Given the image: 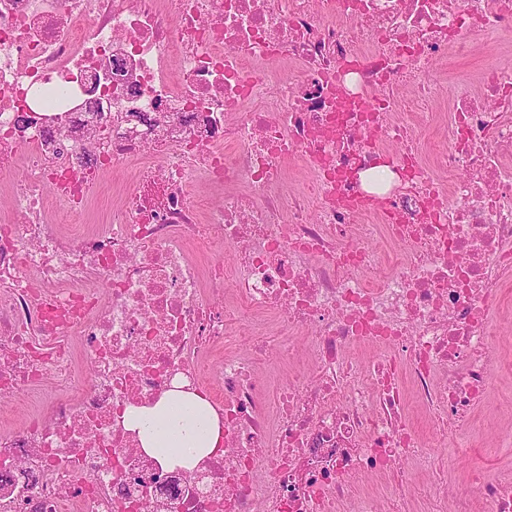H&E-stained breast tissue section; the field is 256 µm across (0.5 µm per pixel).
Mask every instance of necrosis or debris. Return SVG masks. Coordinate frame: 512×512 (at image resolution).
<instances>
[{
    "label": "necrosis or debris",
    "instance_id": "necrosis-or-debris-1",
    "mask_svg": "<svg viewBox=\"0 0 512 512\" xmlns=\"http://www.w3.org/2000/svg\"><path fill=\"white\" fill-rule=\"evenodd\" d=\"M506 32L512 0H0V512H512L441 452L512 370V67L429 110ZM176 389L224 426L190 470L124 424ZM117 183L128 185L126 173L119 172L112 174V176L107 178L103 183V186L97 195V200H95L93 204L95 224H102V221L105 219L103 217L104 214L108 212L109 208L112 206V198L117 190Z\"/></svg>",
    "mask_w": 512,
    "mask_h": 512
}]
</instances>
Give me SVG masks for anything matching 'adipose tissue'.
<instances>
[{"instance_id":"ef3b65f1","label":"adipose tissue","mask_w":512,"mask_h":512,"mask_svg":"<svg viewBox=\"0 0 512 512\" xmlns=\"http://www.w3.org/2000/svg\"><path fill=\"white\" fill-rule=\"evenodd\" d=\"M127 428L139 435L142 449L167 466L192 469L219 445L222 426L198 394L172 391L150 407L125 414Z\"/></svg>"}]
</instances>
